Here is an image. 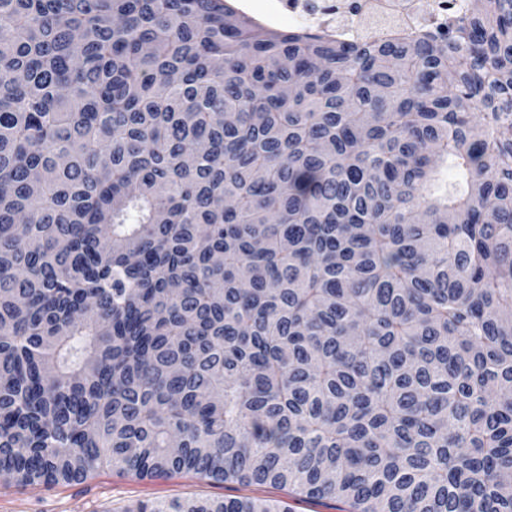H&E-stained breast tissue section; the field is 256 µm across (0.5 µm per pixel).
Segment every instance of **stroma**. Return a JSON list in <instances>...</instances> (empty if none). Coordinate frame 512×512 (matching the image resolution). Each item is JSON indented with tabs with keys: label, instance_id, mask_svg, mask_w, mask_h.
<instances>
[{
	"label": "stroma",
	"instance_id": "obj_1",
	"mask_svg": "<svg viewBox=\"0 0 512 512\" xmlns=\"http://www.w3.org/2000/svg\"><path fill=\"white\" fill-rule=\"evenodd\" d=\"M277 499L290 512H346L343 499L308 498L278 487L242 485L203 479L194 473L138 479L111 467L98 469L86 480L47 488H23L0 483V512H123L138 501H169L197 498Z\"/></svg>",
	"mask_w": 512,
	"mask_h": 512
}]
</instances>
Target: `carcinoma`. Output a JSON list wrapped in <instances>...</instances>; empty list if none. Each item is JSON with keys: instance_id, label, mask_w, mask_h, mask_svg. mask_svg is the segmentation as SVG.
<instances>
[{"instance_id": "carcinoma-1", "label": "carcinoma", "mask_w": 512, "mask_h": 512, "mask_svg": "<svg viewBox=\"0 0 512 512\" xmlns=\"http://www.w3.org/2000/svg\"><path fill=\"white\" fill-rule=\"evenodd\" d=\"M103 464L512 512V0H0V482ZM266 0H235L233 3L242 13L254 17L268 27L288 31L305 27L295 23H317L328 28L335 34L345 38H360L369 29L365 20L375 14L389 15L397 19V24L405 28H417L429 24H441L448 16H456L465 11V0H360L349 2L342 15L334 10H314L309 0H280L270 6L268 16L278 19L288 16L282 21L268 19L265 12ZM361 5V8H353ZM267 19L269 22H267Z\"/></svg>"}]
</instances>
